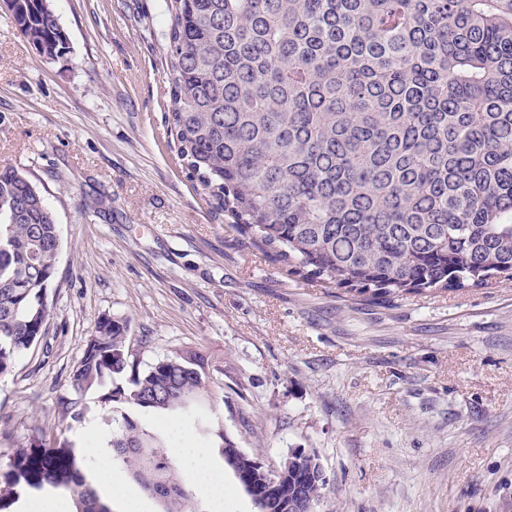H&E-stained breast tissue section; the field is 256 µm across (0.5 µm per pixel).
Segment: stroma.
Segmentation results:
<instances>
[{
	"label": "stroma",
	"mask_w": 512,
	"mask_h": 512,
	"mask_svg": "<svg viewBox=\"0 0 512 512\" xmlns=\"http://www.w3.org/2000/svg\"><path fill=\"white\" fill-rule=\"evenodd\" d=\"M64 55H38L0 8V168L25 173L57 216L45 336L0 380V466L42 439L105 445L101 389L61 419L70 376L106 316L128 319L139 371L175 352L209 359L204 404L266 467L316 452L314 512H512V282L388 303L324 288L226 231L177 156L165 0H51ZM171 448L210 445L135 411ZM112 512L141 495L120 465Z\"/></svg>",
	"instance_id": "1"
}]
</instances>
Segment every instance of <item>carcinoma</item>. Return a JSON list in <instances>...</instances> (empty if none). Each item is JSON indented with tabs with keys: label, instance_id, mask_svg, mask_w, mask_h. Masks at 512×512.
I'll list each match as a JSON object with an SVG mask.
<instances>
[{
	"label": "carcinoma",
	"instance_id": "1",
	"mask_svg": "<svg viewBox=\"0 0 512 512\" xmlns=\"http://www.w3.org/2000/svg\"><path fill=\"white\" fill-rule=\"evenodd\" d=\"M37 52H65L50 0H11ZM177 155L242 239L323 288L367 301L512 282V0H166ZM54 211L14 167L0 168V379L46 334L56 274ZM129 321L106 316L72 372L62 419L82 397L136 371ZM196 350L135 375L102 402L187 413L209 384ZM112 461L161 502L189 512L158 434L116 418ZM238 482L265 467L211 427ZM315 452L293 448L264 512L313 502ZM68 494L112 512L71 448L35 445L0 468V512L19 489Z\"/></svg>",
	"mask_w": 512,
	"mask_h": 512
}]
</instances>
